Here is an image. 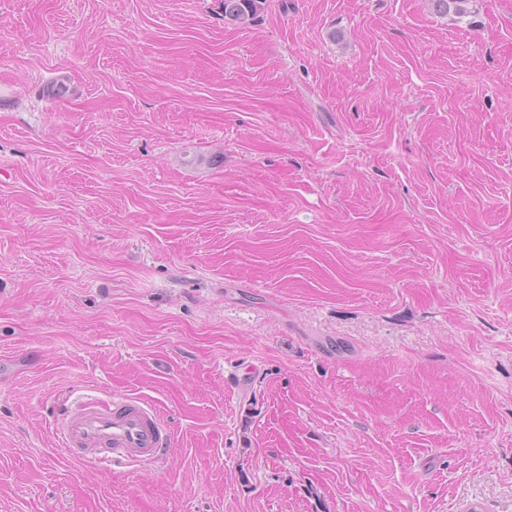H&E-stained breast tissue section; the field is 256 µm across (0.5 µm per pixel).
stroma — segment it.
<instances>
[{
	"label": "stroma",
	"mask_w": 512,
	"mask_h": 512,
	"mask_svg": "<svg viewBox=\"0 0 512 512\" xmlns=\"http://www.w3.org/2000/svg\"><path fill=\"white\" fill-rule=\"evenodd\" d=\"M0 0V512H512V0ZM153 404L160 464L62 452ZM265 0H224V16L245 24L262 9ZM82 398L60 420L61 447L69 459L117 467L165 460L174 436L155 407L127 396L113 397L108 409L94 401L76 406Z\"/></svg>",
	"instance_id": "stroma-1"
}]
</instances>
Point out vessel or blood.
<instances>
[{
    "mask_svg": "<svg viewBox=\"0 0 512 512\" xmlns=\"http://www.w3.org/2000/svg\"><path fill=\"white\" fill-rule=\"evenodd\" d=\"M60 433L69 459L117 467L163 462L173 444V433L156 408L127 396L113 398L108 409L91 401L69 406Z\"/></svg>",
    "mask_w": 512,
    "mask_h": 512,
    "instance_id": "b4317fda",
    "label": "vessel or blood"
}]
</instances>
